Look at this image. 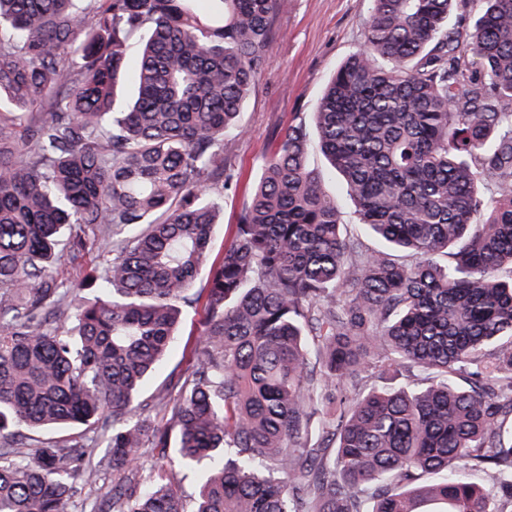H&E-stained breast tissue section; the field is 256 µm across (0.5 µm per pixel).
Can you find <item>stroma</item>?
Wrapping results in <instances>:
<instances>
[{
  "label": "stroma",
  "mask_w": 512,
  "mask_h": 512,
  "mask_svg": "<svg viewBox=\"0 0 512 512\" xmlns=\"http://www.w3.org/2000/svg\"><path fill=\"white\" fill-rule=\"evenodd\" d=\"M368 7L369 0H276L274 26L278 35L269 48L265 70L245 102L240 116L243 131L225 153L237 185L224 196L211 261L222 258L233 238L261 161L273 147V130L296 117L310 120L328 79L362 47ZM204 322L203 306L183 309L176 343L148 380L143 399L162 393L168 404L178 401V394L168 388L170 376L187 365ZM131 475L137 482L149 478L171 481L189 501L194 499L198 485L197 471L171 467L168 458L155 448L142 449Z\"/></svg>",
  "instance_id": "1"
}]
</instances>
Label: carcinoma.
Wrapping results in <instances>:
<instances>
[{
	"label": "carcinoma",
	"instance_id": "1",
	"mask_svg": "<svg viewBox=\"0 0 512 512\" xmlns=\"http://www.w3.org/2000/svg\"><path fill=\"white\" fill-rule=\"evenodd\" d=\"M274 9L0 0V512H69L103 467L99 512H512V0H371L313 133L375 246L295 118L211 263ZM88 228L112 257L57 280ZM201 297L155 426L137 399ZM75 426L101 434L34 438ZM146 446L210 464L193 508L128 483ZM312 165L322 174L323 186L327 192L336 199V203L342 212V218L345 224H348V230H354L364 234L363 229L358 225L355 208L347 195L346 187L340 178L328 168L326 161L316 146L315 136L313 135V151L311 154Z\"/></svg>",
	"mask_w": 512,
	"mask_h": 512
}]
</instances>
